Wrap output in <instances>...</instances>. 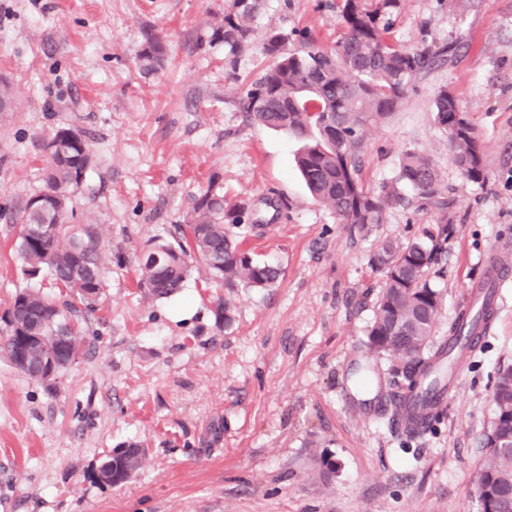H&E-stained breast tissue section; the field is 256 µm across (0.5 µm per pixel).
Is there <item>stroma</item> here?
Segmentation results:
<instances>
[{
	"label": "stroma",
	"instance_id": "obj_1",
	"mask_svg": "<svg viewBox=\"0 0 512 512\" xmlns=\"http://www.w3.org/2000/svg\"><path fill=\"white\" fill-rule=\"evenodd\" d=\"M223 11L224 0H0V78L18 96L0 113V312L28 284L15 216L44 190L59 128L80 130L94 157L69 221L99 225L110 260L86 354L55 389L0 354V512H480L492 392L512 368V274L438 417L410 435L384 412L398 390L390 362L366 346L383 282L370 255L379 240L454 225L430 272L437 347L488 263L512 260V0H402L392 39L452 52L371 131L360 178L376 188L419 151L448 215L414 202L366 237L311 197L300 141L242 112L241 86L268 60L256 43L225 72L208 45ZM255 28L305 29L326 47L343 34L334 0H265ZM149 33L166 49L152 72L139 60ZM444 88L484 146V185L461 176L434 122ZM210 187L256 205L262 224L239 239L281 270L272 288L237 289L229 323L203 281L162 301L138 286L142 252ZM127 443L144 448L142 468L118 487L94 482Z\"/></svg>",
	"mask_w": 512,
	"mask_h": 512
}]
</instances>
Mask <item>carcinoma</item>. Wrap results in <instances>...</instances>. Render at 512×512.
<instances>
[{"mask_svg": "<svg viewBox=\"0 0 512 512\" xmlns=\"http://www.w3.org/2000/svg\"><path fill=\"white\" fill-rule=\"evenodd\" d=\"M262 6L263 0H224V13L211 27L209 45L224 49V66L232 71L253 41V23ZM336 8L346 33L330 49L317 45L306 30L267 33L262 51L269 65L245 84L240 104L255 124L283 130L303 142L296 163L310 193L331 207L339 223L351 231L365 237L384 223L389 209L409 201L407 187L421 205L442 213L437 231L425 228L412 238L384 239L371 256L384 285L367 346L396 361L393 374L407 382V392L394 395L392 417L405 421L406 432L417 434L439 404L434 391H445L437 378L425 390L422 381L438 372L443 360L454 359L452 348L458 342L479 340L478 327L491 312L461 308L448 343L424 357L441 298L429 272L453 231L439 173L426 155L407 150L394 178L368 190L360 181L361 156L369 130L399 108L415 79L444 60L447 50L407 47L389 38L400 0H339ZM164 53L161 39L148 35L140 52L143 69L153 70ZM457 111V101L441 90L435 100L437 126L448 130ZM72 132L60 129L50 140L44 194L57 200L47 207L26 204L16 217L31 228L30 233L19 234L16 250L34 284L17 293L0 316V351L27 379L49 388L83 355L78 312L95 308L106 270L97 227L68 224L63 217L93 164L88 142L82 135L71 137ZM448 145L461 175L484 184V150L472 126L448 136ZM254 211L250 203L232 202L207 189L195 199L187 223L175 225L173 240H155L140 257L139 287L157 300L168 299L196 274L210 287L229 292L218 298L217 311L224 315V324H230V292L238 287L269 288L280 275L277 266L240 247L236 229ZM45 279L66 290L70 301L59 306L55 294L43 290ZM493 402L492 432L499 446L486 441L476 486L491 494L488 501L479 499L481 512H512V372L499 374ZM142 461L140 448L125 445L107 455L94 477L110 487L120 486Z\"/></svg>", "mask_w": 512, "mask_h": 512, "instance_id": "1", "label": "carcinoma"}]
</instances>
